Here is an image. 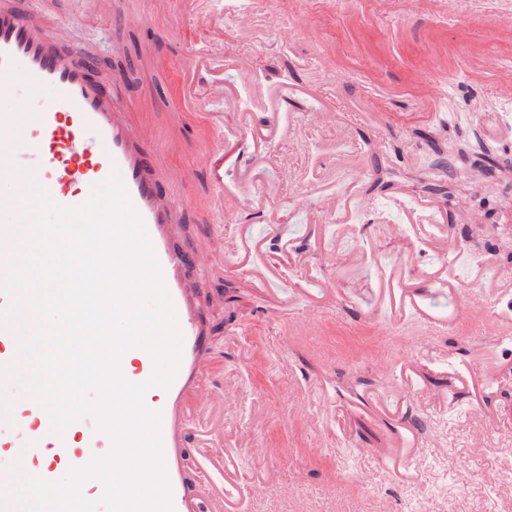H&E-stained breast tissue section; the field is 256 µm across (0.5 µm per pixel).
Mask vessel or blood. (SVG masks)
I'll use <instances>...</instances> for the list:
<instances>
[{
	"label": "vessel or blood",
	"mask_w": 512,
	"mask_h": 512,
	"mask_svg": "<svg viewBox=\"0 0 512 512\" xmlns=\"http://www.w3.org/2000/svg\"><path fill=\"white\" fill-rule=\"evenodd\" d=\"M54 92L52 101L29 108L30 99L42 89ZM0 94L8 96L14 111L0 112V147L9 151L10 164L32 169L38 184L58 204L78 206L90 197L95 186L119 177L130 205L140 215L160 265L164 285L175 309L182 332L180 363L168 387H153L143 395L145 407L160 415V437L172 512H204L213 504L220 512H240V482L229 458L217 454L224 433L208 427L203 434L196 468L199 479H191L185 465V440L196 421L187 412L183 398L201 380L207 359L203 347V324L189 293V260L171 243L170 226L184 207V201L159 198L154 191L155 172L144 167L141 152L146 135L135 133L123 120L117 100L105 97L90 79L87 68L70 54L24 26L15 13L0 10ZM286 95L275 92L262 124L242 120L236 136L263 143L281 136ZM199 167L210 172L216 187L224 185V147L216 145L203 153ZM412 254L382 271L380 280L398 290V305H385L374 313L376 324L393 331L405 315L418 311L411 302V282L404 270ZM245 268L261 290H269L277 279V267L263 262L246 263ZM18 339L0 321V366L17 361ZM129 363L122 369L133 384L147 381L154 362L143 348L134 347L123 355ZM382 380L408 401L411 377L397 374L396 362L383 356L377 361ZM10 419H0V491L14 495L9 473L19 464L26 474L46 481L59 480L63 471L88 464L90 456H104L113 447L111 436L97 429L89 419L68 426L62 434L51 431L47 411L29 396H12ZM423 446L418 428L406 425L405 438L396 457L407 462Z\"/></svg>",
	"instance_id": "1"
}]
</instances>
